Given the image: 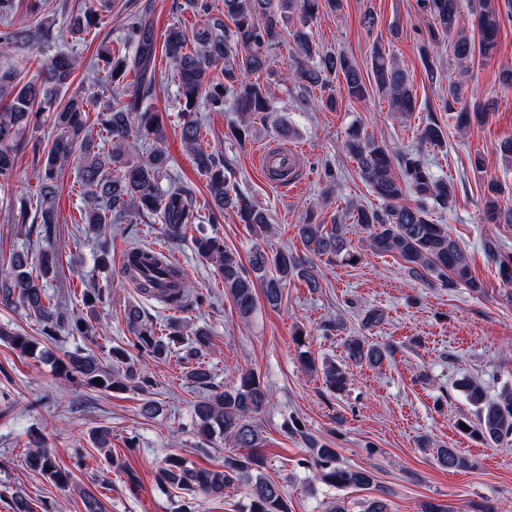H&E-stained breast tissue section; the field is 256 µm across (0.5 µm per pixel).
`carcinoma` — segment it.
I'll use <instances>...</instances> for the list:
<instances>
[{"label":"carcinoma","instance_id":"cac0c4a2","mask_svg":"<svg viewBox=\"0 0 512 512\" xmlns=\"http://www.w3.org/2000/svg\"><path fill=\"white\" fill-rule=\"evenodd\" d=\"M29 18L32 23L15 28L9 18L14 0H0V54L16 56L7 68H0V192L10 190L17 176V156L32 147V163L41 175V195L36 202V216L25 209L19 212L18 223L33 220L37 238L48 239L59 223L55 208V193L59 174L64 166L77 163L79 185L84 200V221L91 228L110 224L134 210L139 215L155 216L162 223L163 234L170 243L186 239L190 225L199 222L194 190L183 183L160 186L169 169L170 156L164 146L162 125L151 101L157 97L154 58L156 43L149 20L132 14L126 24L124 40L133 46L132 53L112 50L100 45L95 67L101 77L88 88L74 93L60 104L59 93L71 86L78 66L73 51L59 49L44 57L38 75L21 83L20 74L30 58L23 54L34 41L50 44L55 35L51 24L42 18L43 4L30 0ZM418 14L427 23V41L421 47V61L427 78L436 74L435 60L441 49L453 38V54L460 67L469 68L475 55L489 57L498 44L502 13L500 0H475L479 39H474L460 27L459 0H416ZM344 0H224V11L214 14L209 0H184L183 8L199 17L192 30L178 23L163 34L162 50L172 71L182 112L180 141L193 155L199 172L205 176L206 190L216 215L230 210L238 214L253 236L264 238L271 233V218L267 210L253 203L238 191L227 177L229 168L220 157L201 147L203 124L197 119L199 104L217 112H236L239 123L234 134L239 142L246 141L250 121L256 114H269L271 103L264 85L249 80L252 74L272 71V51L291 35L297 54L296 66L285 76L299 86L325 87L330 79L342 77L348 97L362 99L368 87L361 71L343 53H324L310 37L309 28L323 10L338 12ZM110 8L109 0H64L62 12L65 29L71 42L85 41V34L99 25L103 13ZM136 74L132 88L121 86L127 74ZM372 83L377 92L387 97L395 111L413 110L416 94L406 69L397 59L380 49L371 58ZM94 112L102 138L110 142L103 150L88 133V114ZM50 118L54 132L48 150L42 152V141L29 143L26 128L42 125L41 116ZM423 143L442 147L446 131L432 119L419 130ZM147 140L153 146L137 156L138 145ZM346 152L357 164L361 179L383 202L381 210L354 206L349 211L352 223L370 231L368 247L377 252L397 254L405 263L409 275L421 281L432 278L454 288L459 284L478 291L482 284L472 276L469 259L459 243L448 235L443 224L430 217V208L449 209L455 198L454 183L435 175L429 163L418 152L404 151L395 156L360 126L349 128L344 143ZM485 207L492 215H503L512 223V210L501 212L500 185H487ZM411 193L417 201L404 202ZM308 255L293 256L285 252L270 253L256 249L249 264L224 245L218 235L199 234L191 237L195 253L213 264L231 296L239 317L246 320L256 308L257 293L275 308L281 304L284 288L297 279L308 287L319 283L317 261L353 265L362 254L347 237L346 225L333 221L316 223L312 217L298 225ZM486 254L498 263L504 283H512V253L496 240L484 242ZM57 257L41 251L34 257L27 250L16 251L8 267L0 271V305L20 306L27 314L44 324L49 334L55 326L68 323V333L90 336L91 323L82 316L67 318L51 303L44 281L57 272ZM123 274L135 283L143 294L155 297L173 310L192 305V291L183 270L172 263L170 255L161 250L136 248L126 256ZM128 331L134 337L131 346L138 355L160 360L171 349L182 348L179 360L190 365L189 380L200 386L210 384L208 364L201 356L212 344V334L205 325L191 331L173 323L169 332L160 335L142 309L131 305L125 312ZM0 336L24 356H31L37 344L28 336L0 331ZM298 349V361L308 371L322 367L327 388L335 393L350 385L349 367L367 364L377 366L392 354L386 347L364 336H349L343 340L345 365L334 362L317 364L315 356L305 349L304 331L293 334ZM109 365L97 356L75 350L57 359L60 373L69 381L101 389H122L126 382L144 389L152 385L148 368L126 365L129 354L122 347L109 350ZM467 399L475 406L474 418H466L459 426L469 427L467 434L487 444L512 443V391H505L496 401L485 400L482 387L473 382L463 383ZM270 392L252 371L234 368L228 382L193 405L196 433L204 438L224 436L237 452L224 458L216 469L194 468L179 456H170L161 468L158 480L164 487L178 489L183 494L179 512H195L199 494L222 497L224 490L240 482L249 484L247 512H290L288 499L281 485L259 474L264 460L256 452L263 443L256 422L269 402ZM310 458L299 461L313 472L314 478L339 489L367 488L373 475L362 468L339 462L336 450L308 437ZM437 462L448 469L461 468L466 460L455 449L436 448ZM26 466L58 487L71 482V472L63 469L54 454L35 440L25 452Z\"/></svg>","mask_w":512,"mask_h":512}]
</instances>
